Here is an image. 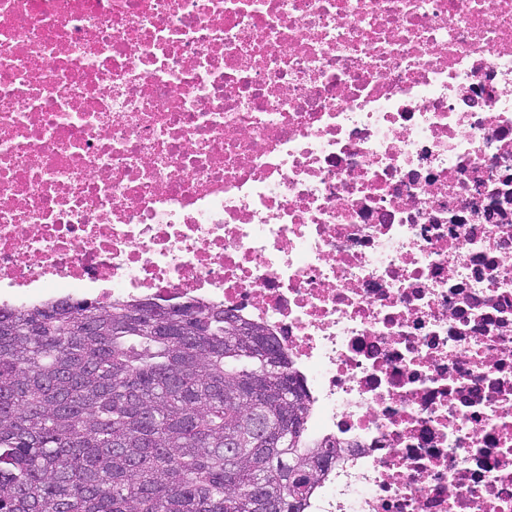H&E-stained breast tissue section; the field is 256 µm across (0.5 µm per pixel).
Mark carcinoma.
Listing matches in <instances>:
<instances>
[{"mask_svg":"<svg viewBox=\"0 0 512 512\" xmlns=\"http://www.w3.org/2000/svg\"><path fill=\"white\" fill-rule=\"evenodd\" d=\"M170 310L161 328L139 300L0 307V512H303L298 474L337 449L311 445L292 361L230 311Z\"/></svg>","mask_w":512,"mask_h":512,"instance_id":"cac0c4a2","label":"carcinoma"}]
</instances>
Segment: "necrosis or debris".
Listing matches in <instances>:
<instances>
[{
	"instance_id": "4bbe7bcc",
	"label": "necrosis or debris",
	"mask_w": 512,
	"mask_h": 512,
	"mask_svg": "<svg viewBox=\"0 0 512 512\" xmlns=\"http://www.w3.org/2000/svg\"><path fill=\"white\" fill-rule=\"evenodd\" d=\"M0 291L263 326L305 512H512V0H0Z\"/></svg>"
}]
</instances>
